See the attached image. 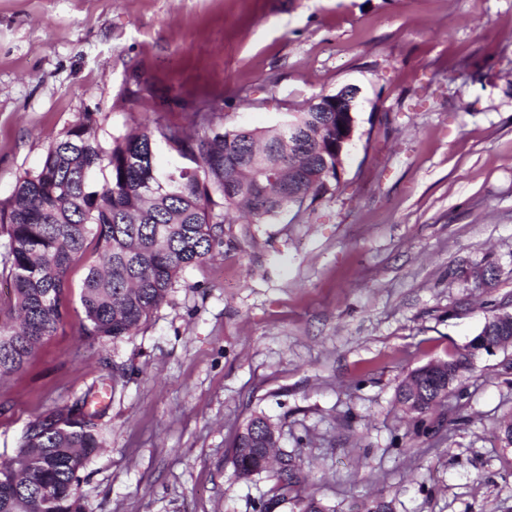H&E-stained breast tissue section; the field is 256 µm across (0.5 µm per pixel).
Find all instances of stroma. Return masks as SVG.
<instances>
[{
    "mask_svg": "<svg viewBox=\"0 0 512 512\" xmlns=\"http://www.w3.org/2000/svg\"><path fill=\"white\" fill-rule=\"evenodd\" d=\"M360 90L336 187L304 210L225 225L140 331L82 334V264L62 323L0 379V463L31 421L86 398L103 446L84 512H512V346L475 358L431 431L396 401L512 312V0H0V203L52 139L159 120L265 129ZM494 263L490 288L470 267ZM255 414L301 463L289 489L235 478Z\"/></svg>",
    "mask_w": 512,
    "mask_h": 512,
    "instance_id": "1",
    "label": "stroma"
}]
</instances>
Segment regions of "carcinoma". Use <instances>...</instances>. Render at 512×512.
I'll list each match as a JSON object with an SVG mask.
<instances>
[{"label":"carcinoma","mask_w":512,"mask_h":512,"mask_svg":"<svg viewBox=\"0 0 512 512\" xmlns=\"http://www.w3.org/2000/svg\"><path fill=\"white\" fill-rule=\"evenodd\" d=\"M195 115L200 132L141 124L111 138L108 147L88 118L51 143L38 170L19 177L0 205V230L7 236L0 263L9 269L14 294V307L0 314V378L21 370L57 330L72 264L87 268L83 335L132 336L182 272L223 246L229 211H245L260 223L302 208L338 181L336 130L350 123L346 112L338 116L311 102L294 113L296 137L287 152L269 128H220L209 106ZM161 141L178 158L167 170L155 162ZM90 239L96 262L86 257ZM481 333L497 345L512 328L490 316ZM413 397L419 415L447 399L438 394L428 364L398 387L402 408ZM85 404L77 400L28 425L15 457L0 464V512H83L75 486L101 447L95 415ZM278 442L270 419L252 416L232 446L236 479L272 470L288 489L301 464L288 454L273 456Z\"/></svg>","instance_id":"carcinoma-1"}]
</instances>
